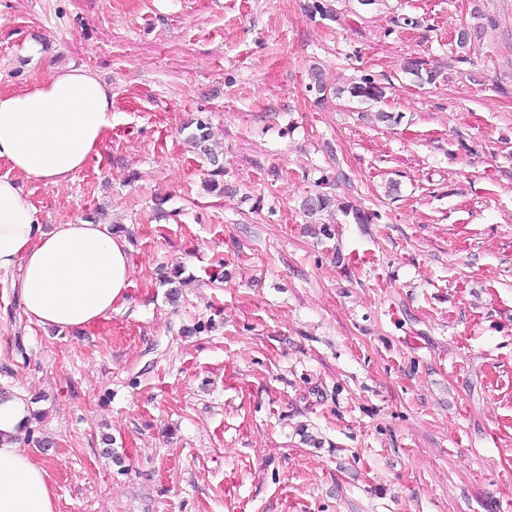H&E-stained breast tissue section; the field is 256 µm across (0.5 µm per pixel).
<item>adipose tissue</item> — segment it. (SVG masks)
Wrapping results in <instances>:
<instances>
[{
  "label": "adipose tissue",
  "instance_id": "1",
  "mask_svg": "<svg viewBox=\"0 0 512 512\" xmlns=\"http://www.w3.org/2000/svg\"><path fill=\"white\" fill-rule=\"evenodd\" d=\"M112 127V93L84 67L52 69L0 93V271L19 270L18 295L31 322L84 327L124 301L129 245L110 225L76 219L43 229L24 197L27 183L61 185L98 154ZM34 410L0 397V512H58L45 469L22 448Z\"/></svg>",
  "mask_w": 512,
  "mask_h": 512
}]
</instances>
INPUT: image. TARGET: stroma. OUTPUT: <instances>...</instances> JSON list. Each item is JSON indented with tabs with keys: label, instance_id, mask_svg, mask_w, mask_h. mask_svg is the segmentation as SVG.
Segmentation results:
<instances>
[{
	"label": "stroma",
	"instance_id": "obj_1",
	"mask_svg": "<svg viewBox=\"0 0 512 512\" xmlns=\"http://www.w3.org/2000/svg\"><path fill=\"white\" fill-rule=\"evenodd\" d=\"M308 2L0 0V92L66 65L112 90L97 158L26 199L131 246L84 328L30 322L0 272V395L44 412L25 447L58 512H512V0ZM364 75L399 124L333 96ZM319 192L367 223L305 233ZM196 131L190 136V143L194 146V148L198 149L203 155L207 157L208 160L211 161L213 166L219 165V154L215 151V149L211 146L210 142V132L207 125L203 122H197Z\"/></svg>",
	"mask_w": 512,
	"mask_h": 512
}]
</instances>
